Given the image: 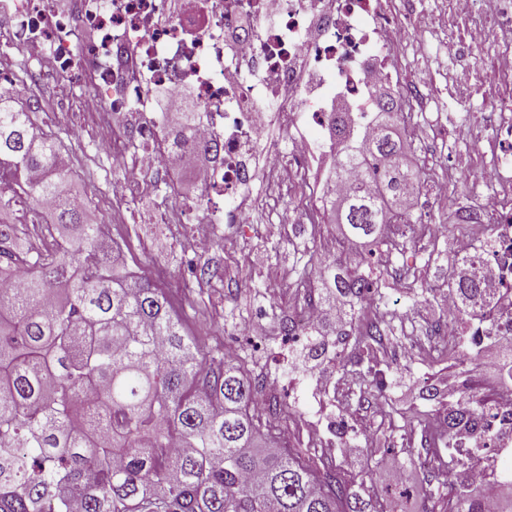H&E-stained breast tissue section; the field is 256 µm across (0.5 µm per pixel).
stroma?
<instances>
[{"label":"stroma","mask_w":512,"mask_h":512,"mask_svg":"<svg viewBox=\"0 0 512 512\" xmlns=\"http://www.w3.org/2000/svg\"><path fill=\"white\" fill-rule=\"evenodd\" d=\"M415 5L430 14L434 22L426 32L407 39L393 61L409 80L428 71L433 86L428 96L416 104L415 118L425 134L420 139L407 140L408 157L424 165L429 178L420 195L424 213L434 223L450 225L457 235L461 232L453 224L457 203H475L481 196L475 176L457 170L463 140L473 124L485 120L491 104L478 96L466 105L455 104L451 97L455 74L446 47L449 37H461L463 30H451L444 24V0H415ZM16 94L20 103L30 108L38 126L60 137L63 156L72 171L70 193L81 195L89 187H96L97 202L90 212L94 221L105 225L109 237L120 244L121 262L165 289L173 314L207 356L242 365L252 376L275 381V388L261 389L259 397L266 402L279 401L284 412L262 418V425H276L288 447H307L312 454L334 456L342 476L362 485L364 496L394 500L398 512H448L447 480L424 468L421 462L425 448L421 430L401 432L391 428L371 403L356 407L340 427L346 434H374L390 440L391 450L374 453L362 447L349 457L341 451V440L328 435L317 446L309 444L311 428L322 426L334 409L332 394L317 388L315 374L335 370L336 365L323 362L312 366L303 357V343L288 342L281 333L280 316L296 315L303 303L299 289L286 278L293 249L305 245L318 253L327 251L336 264L352 267L362 256L379 252V244L370 243L349 253L341 246L337 225L324 224L318 233H311L301 212V187L287 184L272 196L259 178L243 203L244 223L220 225L223 248L198 255L190 229H183L176 236L169 225L155 221L162 200L160 177L150 179L139 201L121 203L117 192L122 168L134 161V153H123L117 160L101 155L95 148V129L91 126L85 128L82 137H74L68 124L55 118L54 86L25 80ZM443 175L449 178L448 196L439 199L430 181ZM275 210L282 215V230L269 239L263 226ZM436 248L441 252L436 262L421 265L419 253L409 250L394 256L382 269L388 284L387 312L395 335L384 349L389 369L386 388L380 395L381 400L398 410L418 408L435 418L445 415L449 403L474 395L491 396L502 383L501 378L485 374V356H466L452 350L443 361L435 362L426 355L433 343L431 330L448 322L443 300L455 262L451 239L438 241ZM200 261L216 269L215 278L197 279L195 265ZM412 266L418 267L420 282L430 288L427 301L422 303L415 302L413 289L401 277L402 268ZM258 285L263 286V293H255ZM411 308L416 311L420 329V345L416 348L407 340V330L399 320L400 313ZM427 384L437 388V400L421 399V389ZM426 480L434 488L432 495H413V488Z\"/></svg>","instance_id":"1"}]
</instances>
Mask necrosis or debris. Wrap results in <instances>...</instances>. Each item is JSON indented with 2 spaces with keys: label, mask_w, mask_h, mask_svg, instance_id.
I'll use <instances>...</instances> for the list:
<instances>
[{
  "label": "necrosis or debris",
  "mask_w": 512,
  "mask_h": 512,
  "mask_svg": "<svg viewBox=\"0 0 512 512\" xmlns=\"http://www.w3.org/2000/svg\"><path fill=\"white\" fill-rule=\"evenodd\" d=\"M448 14L464 24L450 45L464 73L485 46L497 50L485 81L496 103L493 134L473 130L470 142L476 152L492 147V163L480 172L489 195L455 214L456 223L491 227L483 241L459 249L464 272L481 281L491 305L486 318L457 323L454 333L511 354L512 0H448ZM426 25L420 13L397 23L388 0H0V59L24 57L35 78L54 84L62 111L96 116L100 152L135 149L138 161L123 174L132 199L143 194L147 175H182V152L157 116L155 94L175 103L192 90L194 140L218 152L197 178V195L162 211L160 221L195 225L213 246V225L241 223L238 201L258 172L273 184L292 178L314 208L335 196V182L321 177L336 160L325 135L333 100L365 124L370 81L398 84L388 59L410 30ZM272 118L291 138L282 155L260 148ZM484 423L488 458L475 473L495 489L512 449V391L499 395Z\"/></svg>",
  "instance_id": "obj_1"
}]
</instances>
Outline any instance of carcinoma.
I'll use <instances>...</instances> for the list:
<instances>
[{"mask_svg":"<svg viewBox=\"0 0 512 512\" xmlns=\"http://www.w3.org/2000/svg\"><path fill=\"white\" fill-rule=\"evenodd\" d=\"M363 132L333 112L327 124L339 147L331 179L345 184L323 212L343 239H372L393 254L412 226L404 202L426 172L411 166L402 138L399 101L379 93ZM188 113L169 120L173 142L187 144ZM60 140L36 126L0 93V512H389L351 491L337 465L281 448L252 414L257 383L234 364L214 371L181 331L165 292L115 265L117 244L105 225L75 208ZM46 178L32 183L27 173ZM42 197L58 200L46 230L75 233L41 248L20 212ZM288 274L295 286L316 284L326 307L345 299L342 320L324 327L284 315L286 336L308 337V355L327 357L330 336L358 332L365 356L336 352L349 371L336 408L364 404L383 388L377 353L391 323L355 313L369 293L386 307V283L367 261L355 269L326 264L297 250ZM461 301L458 317L475 319L489 306L473 279L449 281ZM483 408L453 404L442 429L448 447ZM448 512H486L481 496L448 486Z\"/></svg>","mask_w":512,"mask_h":512,"instance_id":"carcinoma-1","label":"carcinoma"}]
</instances>
